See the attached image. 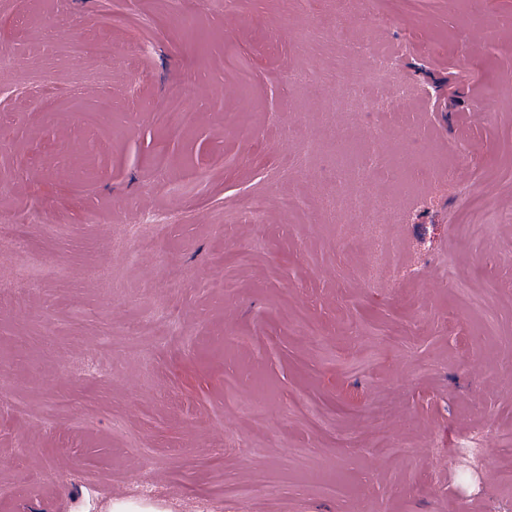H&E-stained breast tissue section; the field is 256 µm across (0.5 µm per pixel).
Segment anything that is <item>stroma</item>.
Here are the masks:
<instances>
[{"label":"stroma","mask_w":512,"mask_h":512,"mask_svg":"<svg viewBox=\"0 0 512 512\" xmlns=\"http://www.w3.org/2000/svg\"><path fill=\"white\" fill-rule=\"evenodd\" d=\"M84 36L138 51L91 123L99 85L69 96L60 54ZM364 40L394 57L374 112L293 82ZM1 48L0 205L32 246L0 249L26 291L0 301V512H106L145 483L165 512H512V0H0ZM347 129L374 163L340 182ZM268 208V200L261 194L243 193L238 198L237 215L247 223H260Z\"/></svg>","instance_id":"1"}]
</instances>
